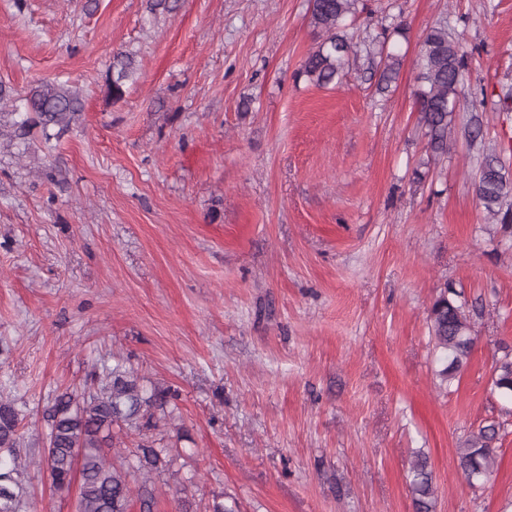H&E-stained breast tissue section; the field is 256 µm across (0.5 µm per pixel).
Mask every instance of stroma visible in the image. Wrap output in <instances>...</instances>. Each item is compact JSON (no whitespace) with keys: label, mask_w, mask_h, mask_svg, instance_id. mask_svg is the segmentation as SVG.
Returning a JSON list of instances; mask_svg holds the SVG:
<instances>
[{"label":"stroma","mask_w":512,"mask_h":512,"mask_svg":"<svg viewBox=\"0 0 512 512\" xmlns=\"http://www.w3.org/2000/svg\"><path fill=\"white\" fill-rule=\"evenodd\" d=\"M0 0V83L80 89L50 148L0 121V396L40 456L53 391L123 362L176 408L152 512H512V403L492 388L512 350V227L475 191L512 112L480 113L437 161L417 108L419 42L440 19L468 53L466 90L512 93V0H359L357 29L402 24L399 76L301 75L310 0ZM137 73L106 94L114 53ZM473 324L470 361L439 387L427 314L443 284ZM495 425L483 487L456 450ZM27 512H76L29 470ZM408 489L418 512L432 511L436 487L428 460L422 454H416L411 462Z\"/></svg>","instance_id":"35a3bbf8"}]
</instances>
